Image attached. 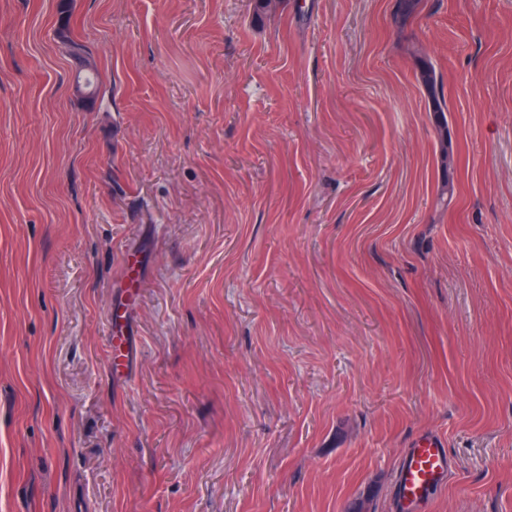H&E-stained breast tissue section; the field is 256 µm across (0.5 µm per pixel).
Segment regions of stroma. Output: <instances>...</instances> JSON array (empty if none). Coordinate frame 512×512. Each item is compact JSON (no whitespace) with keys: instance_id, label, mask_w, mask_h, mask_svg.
<instances>
[{"instance_id":"35a3bbf8","label":"stroma","mask_w":512,"mask_h":512,"mask_svg":"<svg viewBox=\"0 0 512 512\" xmlns=\"http://www.w3.org/2000/svg\"><path fill=\"white\" fill-rule=\"evenodd\" d=\"M59 2L0 0V512H512V0ZM422 10V0H397L392 13V21L399 29H404ZM419 80L428 97L429 112H433L436 119V131L441 151V166L446 176V179L441 183V195L445 193L452 195L454 193V186L450 180L449 173L454 157L451 143L448 141V120L446 115L448 106L440 92L441 77L437 75L432 65L426 63L421 69ZM109 330V369L111 374L123 369L125 361L129 363L128 337L124 336L126 329V314L118 309L110 315ZM448 473V455L437 437L419 438L410 448L398 477L401 500L410 506L430 488L442 483Z\"/></svg>"}]
</instances>
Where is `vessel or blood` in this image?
I'll return each instance as SVG.
<instances>
[{
    "label": "vessel or blood",
    "mask_w": 512,
    "mask_h": 512,
    "mask_svg": "<svg viewBox=\"0 0 512 512\" xmlns=\"http://www.w3.org/2000/svg\"><path fill=\"white\" fill-rule=\"evenodd\" d=\"M126 315L116 311L110 317L109 369H123L130 352L125 334ZM448 473V455L439 438L417 439L410 448L398 477V492L408 505L419 501L430 488L442 483Z\"/></svg>",
    "instance_id": "1"
}]
</instances>
